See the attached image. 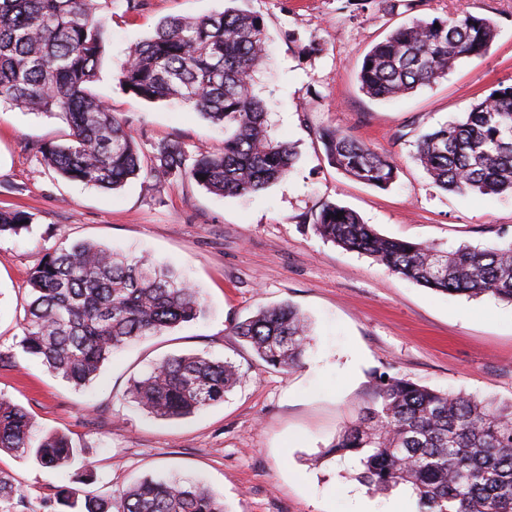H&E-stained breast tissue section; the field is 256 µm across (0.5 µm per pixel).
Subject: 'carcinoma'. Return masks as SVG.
Wrapping results in <instances>:
<instances>
[{"label":"carcinoma","mask_w":512,"mask_h":512,"mask_svg":"<svg viewBox=\"0 0 512 512\" xmlns=\"http://www.w3.org/2000/svg\"><path fill=\"white\" fill-rule=\"evenodd\" d=\"M110 37L96 0H0V104L63 120V143L35 145L62 178L117 191L143 177L191 180L219 195L257 192L285 178L294 149L270 138L267 108L252 92L266 56L261 16L227 7L201 17H172L136 44L116 74L140 100H178L224 127L219 154L189 153L177 140L159 143L149 162L131 131L93 90ZM497 37L494 22L465 14L414 17L374 44L358 80L370 98L409 95L447 77L456 63L484 56ZM337 169L384 189L397 168L350 135L319 132ZM416 160L440 188L458 194H512V86L477 99L461 120L424 134ZM343 216H337V213ZM24 212L0 210V236L31 228ZM322 240L366 254L401 277L446 294H491L512 304V242L440 251L384 237L352 210L324 204L312 215ZM23 352L76 388L87 386L117 349L204 316L199 292L144 257L119 256L77 242L45 254L30 273ZM232 331L257 357L288 373L301 366L309 324L290 304L259 311ZM241 380L228 360L199 353L170 357L128 387L133 401L161 420H176L219 403ZM30 418L0 397V450L67 468L78 449L64 435L30 443ZM331 452L358 459L355 479L373 493L403 489L417 512H512V401L434 390L387 377L360 417L339 432ZM63 489L77 512H224L223 499L193 484L145 479L109 498ZM21 493L0 475V512H17Z\"/></svg>","instance_id":"1"}]
</instances>
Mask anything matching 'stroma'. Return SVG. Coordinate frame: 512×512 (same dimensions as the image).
Listing matches in <instances>:
<instances>
[{
	"label": "stroma",
	"instance_id": "35a3bbf8",
	"mask_svg": "<svg viewBox=\"0 0 512 512\" xmlns=\"http://www.w3.org/2000/svg\"><path fill=\"white\" fill-rule=\"evenodd\" d=\"M111 39L96 92L144 153L177 140L188 151L224 149L223 129L177 101L146 102L114 78L131 47L173 16L223 11L226 0H96ZM262 16L269 55L253 88L269 110V134L297 158L262 191L221 197L195 182L136 179L117 191L70 182L34 147L62 141L59 119L0 105V209L32 215L31 231L0 238V397L30 414L34 436H68L79 457L66 469L1 450L0 473L22 493L19 512H55L61 489L115 495L149 477L200 484L226 512H415L405 492L373 495L354 462L328 454L338 432L390 375L436 390L512 400V305L444 294L373 258L317 237L305 222L326 203L355 211L379 234L448 251L512 241V195H460L437 187L415 159L420 137L462 118L475 99L512 85V0H374L352 12L342 0H238ZM494 20L480 59L438 84L380 101L359 88L370 48L412 17L464 14ZM335 128L397 166L387 189L359 183L325 156L317 132ZM87 240L167 263L203 294L197 322L145 336L112 354L74 389L18 346L29 274L61 240ZM287 302L311 325L293 372L269 366L236 336V323ZM230 359L243 379L224 402L179 420L153 418L128 397L132 379L166 358Z\"/></svg>",
	"mask_w": 512,
	"mask_h": 512
}]
</instances>
